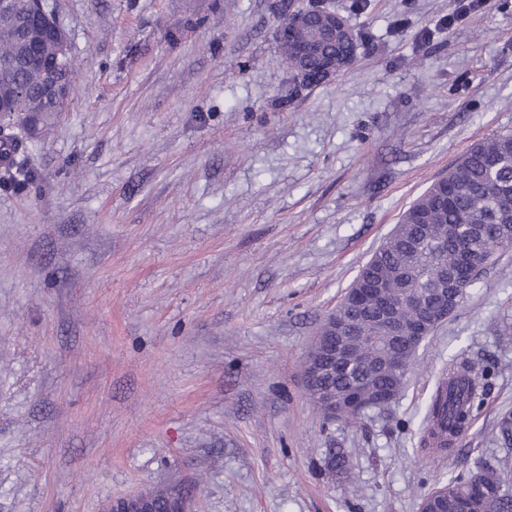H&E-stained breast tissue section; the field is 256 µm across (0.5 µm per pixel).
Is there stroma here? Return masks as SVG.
Segmentation results:
<instances>
[{"label": "stroma", "mask_w": 512, "mask_h": 512, "mask_svg": "<svg viewBox=\"0 0 512 512\" xmlns=\"http://www.w3.org/2000/svg\"><path fill=\"white\" fill-rule=\"evenodd\" d=\"M312 0H53L67 112L0 190V512H102L196 488L198 512H418L512 423V249L420 347L402 392L325 421L303 365L409 204L512 133V0H330L357 61L296 85L275 39ZM484 394L450 450L425 408ZM348 468L326 469L328 451ZM477 382L466 368L448 374V385L438 388L426 409L428 435L441 439L436 448L448 449L447 433L467 428L476 399ZM154 490H144L133 494L112 498L103 512H157Z\"/></svg>", "instance_id": "obj_1"}]
</instances>
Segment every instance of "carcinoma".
Listing matches in <instances>:
<instances>
[{
	"instance_id": "1",
	"label": "carcinoma",
	"mask_w": 512,
	"mask_h": 512,
	"mask_svg": "<svg viewBox=\"0 0 512 512\" xmlns=\"http://www.w3.org/2000/svg\"><path fill=\"white\" fill-rule=\"evenodd\" d=\"M53 59L56 50L48 37L38 40L17 34L12 22L0 19V61L12 65L9 76L0 70V96L13 87L27 88L17 109L14 127H0V188L26 189L32 174L30 146L18 126L32 120H49L66 111L69 102L52 104L42 92L41 73L26 66L30 51ZM329 52L353 64L357 42H338ZM512 222V134L497 135L472 145L448 171L435 181L402 214L399 223L376 249L370 261L377 277L394 279L396 287L387 299L397 308V326L413 319L414 303L405 292L434 293V282L443 266H453L460 257H476L489 250L512 249V236L502 238L496 225ZM378 303L360 310L356 327L374 337L372 353L363 352L348 373L339 378L323 377L309 393L310 400L325 411V395L342 394L352 387L369 392L400 391L406 380L382 369V359L402 351L403 343L393 330L379 331ZM477 382L467 369L448 374V385L436 390L426 409L427 434L440 439L438 448H448L443 434L460 431L471 419ZM440 512H512V480L500 472L499 464H485L477 471L461 470L450 475Z\"/></svg>"
}]
</instances>
